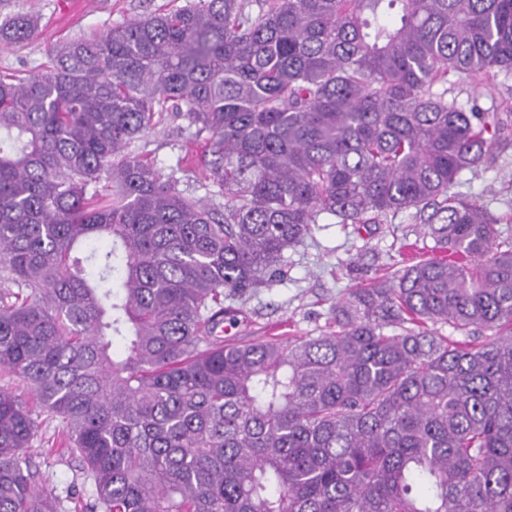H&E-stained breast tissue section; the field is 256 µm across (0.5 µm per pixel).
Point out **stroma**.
I'll list each match as a JSON object with an SVG mask.
<instances>
[{"label": "stroma", "mask_w": 512, "mask_h": 512, "mask_svg": "<svg viewBox=\"0 0 512 512\" xmlns=\"http://www.w3.org/2000/svg\"><path fill=\"white\" fill-rule=\"evenodd\" d=\"M185 0H0V21L15 15L37 17L29 41L0 45V73L30 71L46 63L50 50L74 37H99L113 25L158 9H176ZM448 96L463 107L490 111L502 101L512 102V76L494 71L475 79L448 77ZM204 145L184 121L169 119L146 133L139 147L164 175H176L177 187L210 203L223 202L217 186L194 172ZM497 163L478 172L463 173L456 192L482 199L491 212L503 217L499 231L512 236V143L496 149ZM415 244L425 256L440 257L434 241L413 211L400 213L393 227L355 231L350 224L323 220L313 225L302 243L288 249L287 275L270 288H256L240 298L225 299L228 314L224 336L228 339H262L268 336H319L335 324L331 308L349 289L366 286L387 269L408 261L405 246ZM60 423L48 416L38 419L31 456L39 479L55 493L75 491L82 503H91V485L77 461L64 451L48 453Z\"/></svg>", "instance_id": "35a3bbf8"}]
</instances>
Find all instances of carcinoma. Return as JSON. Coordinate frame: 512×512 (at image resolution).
I'll use <instances>...</instances> for the list:
<instances>
[{"instance_id":"1","label":"carcinoma","mask_w":512,"mask_h":512,"mask_svg":"<svg viewBox=\"0 0 512 512\" xmlns=\"http://www.w3.org/2000/svg\"><path fill=\"white\" fill-rule=\"evenodd\" d=\"M494 70L512 0H189L0 73V367L31 395L0 387V512H67L42 413L95 512H512V240L453 192L512 105L435 90ZM170 115L224 204L136 152ZM410 209L448 258L351 289L332 332L224 341V295L271 287L319 219ZM38 422L31 456L39 472L40 481L61 496H65L67 490L76 491L81 496L82 505L91 504V485L83 475L78 462L61 448L55 447V453L46 454L60 428L59 421L44 414L39 417Z\"/></svg>"}]
</instances>
